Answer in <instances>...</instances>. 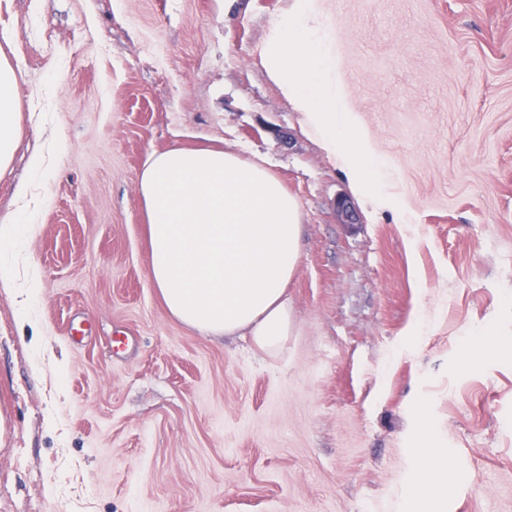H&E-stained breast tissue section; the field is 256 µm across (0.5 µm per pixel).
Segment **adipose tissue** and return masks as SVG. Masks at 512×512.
Masks as SVG:
<instances>
[{
	"label": "adipose tissue",
	"instance_id": "1",
	"mask_svg": "<svg viewBox=\"0 0 512 512\" xmlns=\"http://www.w3.org/2000/svg\"><path fill=\"white\" fill-rule=\"evenodd\" d=\"M17 67L0 56V177L20 146ZM32 182L16 185V212L0 219V282L19 276L15 243L34 216ZM149 224V279L177 322L213 336H241L278 353L292 330L287 287L300 259L301 207L264 159L173 147L152 153L138 179ZM414 483L428 506L448 494V458L419 451Z\"/></svg>",
	"mask_w": 512,
	"mask_h": 512
}]
</instances>
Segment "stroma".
<instances>
[{
    "instance_id": "obj_1",
    "label": "stroma",
    "mask_w": 512,
    "mask_h": 512,
    "mask_svg": "<svg viewBox=\"0 0 512 512\" xmlns=\"http://www.w3.org/2000/svg\"><path fill=\"white\" fill-rule=\"evenodd\" d=\"M288 0H0L19 60L17 246L0 282V512H512V0H316L349 104L411 210L370 212L264 58ZM265 159L301 206L293 332L272 356L173 320L137 199L150 153ZM124 338L116 349L115 338ZM33 185L34 183L31 182H21L16 185L13 196L21 206L16 212L0 220V282L9 283L19 277L15 260V243L26 229L25 224L35 223L28 205ZM420 470L414 483L421 490L419 500L429 507L440 504L448 494V458L441 448H418Z\"/></svg>"
}]
</instances>
